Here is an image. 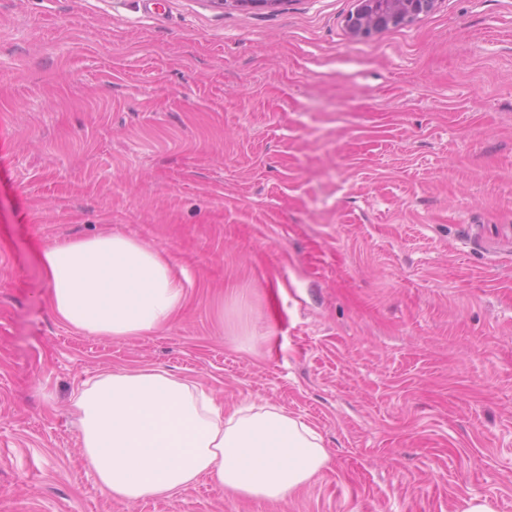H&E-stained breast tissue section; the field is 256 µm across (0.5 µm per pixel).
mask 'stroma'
<instances>
[{
  "label": "stroma",
  "instance_id": "35a3bbf8",
  "mask_svg": "<svg viewBox=\"0 0 512 512\" xmlns=\"http://www.w3.org/2000/svg\"><path fill=\"white\" fill-rule=\"evenodd\" d=\"M0 0V512H512V0L351 40L353 0ZM113 230L188 300L57 321L37 260ZM162 368L314 424L285 502L108 498L72 392Z\"/></svg>",
  "mask_w": 512,
  "mask_h": 512
}]
</instances>
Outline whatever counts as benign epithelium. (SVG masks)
<instances>
[{"mask_svg": "<svg viewBox=\"0 0 512 512\" xmlns=\"http://www.w3.org/2000/svg\"><path fill=\"white\" fill-rule=\"evenodd\" d=\"M439 0H354L345 20L350 36L367 40L389 27L408 26L432 12Z\"/></svg>", "mask_w": 512, "mask_h": 512, "instance_id": "obj_1", "label": "benign epithelium"}]
</instances>
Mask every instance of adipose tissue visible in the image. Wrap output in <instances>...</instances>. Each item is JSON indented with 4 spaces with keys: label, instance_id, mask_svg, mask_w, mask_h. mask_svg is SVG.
Here are the masks:
<instances>
[{
    "label": "adipose tissue",
    "instance_id": "1",
    "mask_svg": "<svg viewBox=\"0 0 512 512\" xmlns=\"http://www.w3.org/2000/svg\"><path fill=\"white\" fill-rule=\"evenodd\" d=\"M57 319L89 336H141L169 324L187 292L163 255L104 232L38 256ZM83 453L103 494L136 502L216 479L234 496L288 500L326 467L319 432L279 406L225 410L198 384L157 368L99 374L71 395Z\"/></svg>",
    "mask_w": 512,
    "mask_h": 512
}]
</instances>
